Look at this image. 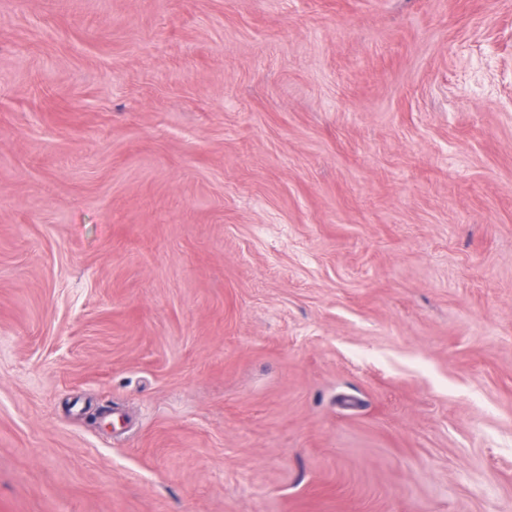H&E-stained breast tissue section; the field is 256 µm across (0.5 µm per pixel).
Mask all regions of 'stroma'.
I'll return each mask as SVG.
<instances>
[{"instance_id":"1","label":"stroma","mask_w":512,"mask_h":512,"mask_svg":"<svg viewBox=\"0 0 512 512\" xmlns=\"http://www.w3.org/2000/svg\"><path fill=\"white\" fill-rule=\"evenodd\" d=\"M0 512H512V0H0Z\"/></svg>"}]
</instances>
